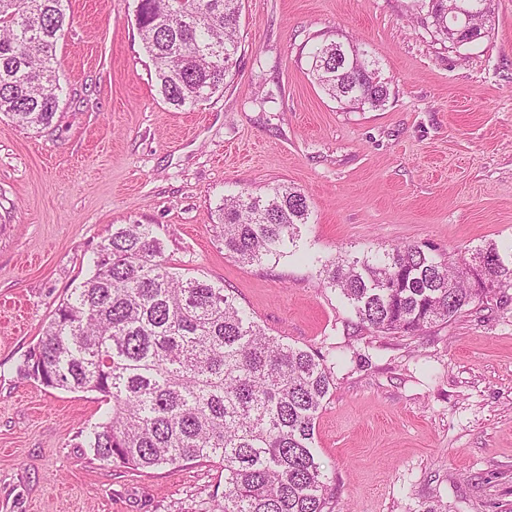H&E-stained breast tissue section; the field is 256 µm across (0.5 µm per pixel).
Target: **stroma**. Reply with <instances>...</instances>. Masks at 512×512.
Segmentation results:
<instances>
[{"label": "stroma", "mask_w": 512, "mask_h": 512, "mask_svg": "<svg viewBox=\"0 0 512 512\" xmlns=\"http://www.w3.org/2000/svg\"><path fill=\"white\" fill-rule=\"evenodd\" d=\"M137 0H70L47 128L0 114V512H212L209 463L96 459L95 392L18 370L123 224H153L182 275L223 284L272 336L319 352L316 420L332 512H512V288L414 336L361 330L326 260L397 245L512 252V0L452 47L429 0H243L237 63L193 108L159 95ZM325 40L379 63L388 97L349 108L311 73ZM311 209L299 255L245 264L216 229L225 196L278 185Z\"/></svg>", "instance_id": "1"}]
</instances>
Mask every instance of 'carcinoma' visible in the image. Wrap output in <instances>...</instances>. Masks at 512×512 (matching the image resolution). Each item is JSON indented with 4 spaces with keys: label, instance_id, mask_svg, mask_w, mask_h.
Segmentation results:
<instances>
[{
    "label": "carcinoma",
    "instance_id": "obj_1",
    "mask_svg": "<svg viewBox=\"0 0 512 512\" xmlns=\"http://www.w3.org/2000/svg\"><path fill=\"white\" fill-rule=\"evenodd\" d=\"M242 0H138L137 24L158 92L179 109L224 89L239 49ZM435 32L476 40L439 22ZM68 0H0V114L51 125L59 103L56 44ZM334 40L311 52L312 73L334 100L377 106L387 92ZM224 250L244 263L287 254L308 223L305 194L280 185L217 209ZM362 328L414 335L476 301L461 274L418 245L339 256L324 264ZM20 374L46 388L96 392L111 404L86 439L93 455L132 470L208 462L224 471L213 512H328L329 476L315 451L316 418L333 380L324 357L268 335L224 287L185 278L165 260L153 224L115 229L92 274L57 306Z\"/></svg>",
    "mask_w": 512,
    "mask_h": 512
}]
</instances>
